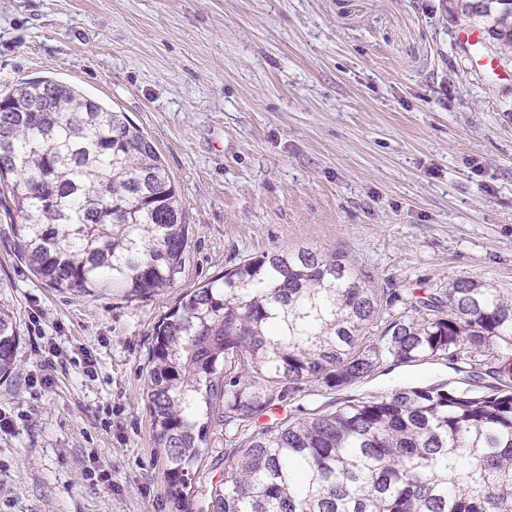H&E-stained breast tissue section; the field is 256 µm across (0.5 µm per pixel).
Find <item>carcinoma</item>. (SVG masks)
<instances>
[{"mask_svg":"<svg viewBox=\"0 0 512 512\" xmlns=\"http://www.w3.org/2000/svg\"><path fill=\"white\" fill-rule=\"evenodd\" d=\"M475 17L512 57V0ZM0 205L54 288L129 299L181 281L192 227L156 147L74 86L0 97ZM347 255L247 257L182 295L155 327L147 398L171 495L183 500L212 427L224 482L209 512H512V296L459 279L404 298ZM20 330L0 307V379ZM445 359L496 383L403 386L297 420L253 423L307 389L338 392L395 365Z\"/></svg>","mask_w":512,"mask_h":512,"instance_id":"obj_1","label":"carcinoma"}]
</instances>
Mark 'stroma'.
<instances>
[{
    "instance_id": "1",
    "label": "stroma",
    "mask_w": 512,
    "mask_h": 512,
    "mask_svg": "<svg viewBox=\"0 0 512 512\" xmlns=\"http://www.w3.org/2000/svg\"><path fill=\"white\" fill-rule=\"evenodd\" d=\"M467 24L445 0H0V95L49 78L127 113L193 229L179 286L130 300L47 286L0 210V304L20 329L0 380V512H206L224 432L175 500L150 351L180 293L244 257L337 250L406 298L460 278L512 293V81L475 65L492 44L456 41ZM463 379L400 365L275 415Z\"/></svg>"
}]
</instances>
